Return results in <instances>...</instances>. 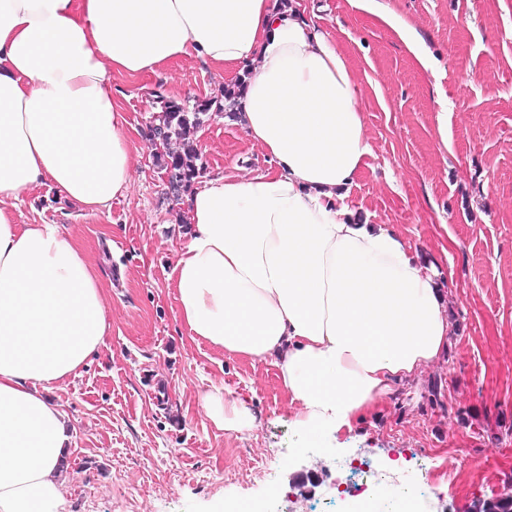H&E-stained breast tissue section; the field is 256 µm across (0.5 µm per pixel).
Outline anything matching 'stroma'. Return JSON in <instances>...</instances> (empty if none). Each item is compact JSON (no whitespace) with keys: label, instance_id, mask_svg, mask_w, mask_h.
<instances>
[{"label":"stroma","instance_id":"35a3bbf8","mask_svg":"<svg viewBox=\"0 0 512 512\" xmlns=\"http://www.w3.org/2000/svg\"><path fill=\"white\" fill-rule=\"evenodd\" d=\"M363 85L371 153L349 197L387 224L438 273L451 323L446 353L395 384L349 434L302 451L292 406L270 363L191 340L168 275L188 225L157 161L152 128L164 102L193 105L235 87L239 70L193 60L137 76L112 93L133 149L129 189L91 211L45 181L18 210L57 224L86 252L104 290L110 328L80 376L53 398L73 427L65 512H215L265 504L324 512L360 452L411 475L421 453L443 466L424 512H475L512 485V0H383L436 60L424 70L397 35L349 0H319ZM448 100V136L434 116ZM203 176L238 178L273 167L235 119L213 114L190 133ZM221 386L245 402L256 428L222 429L201 407ZM269 475H259L261 464Z\"/></svg>","mask_w":512,"mask_h":512}]
</instances>
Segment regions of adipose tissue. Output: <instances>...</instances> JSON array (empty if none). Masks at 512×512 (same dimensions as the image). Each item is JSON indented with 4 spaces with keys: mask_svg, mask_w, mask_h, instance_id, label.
Returning <instances> with one entry per match:
<instances>
[{
    "mask_svg": "<svg viewBox=\"0 0 512 512\" xmlns=\"http://www.w3.org/2000/svg\"><path fill=\"white\" fill-rule=\"evenodd\" d=\"M180 59L247 76L236 116L273 160L186 196L188 241L169 279L194 339L277 370L293 425L321 443L448 345L435 271L349 190L370 154L361 88L334 34L292 0H0V512H61L73 427L51 397L110 324L84 251L16 207L48 180L100 210L131 183L116 74ZM219 426L256 419L213 388Z\"/></svg>",
    "mask_w": 512,
    "mask_h": 512,
    "instance_id": "adipose-tissue-1",
    "label": "adipose tissue"
}]
</instances>
